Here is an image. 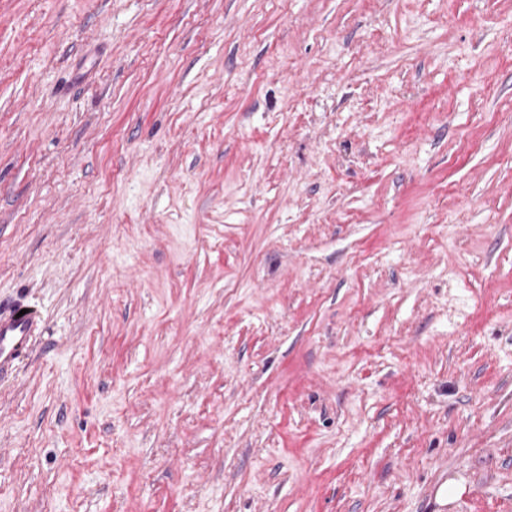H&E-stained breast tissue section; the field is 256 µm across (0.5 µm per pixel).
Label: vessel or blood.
Returning <instances> with one entry per match:
<instances>
[{
  "label": "vessel or blood",
  "instance_id": "b4317fda",
  "mask_svg": "<svg viewBox=\"0 0 512 512\" xmlns=\"http://www.w3.org/2000/svg\"><path fill=\"white\" fill-rule=\"evenodd\" d=\"M41 333L37 310H24L19 302L0 306V382L14 374Z\"/></svg>",
  "mask_w": 512,
  "mask_h": 512
}]
</instances>
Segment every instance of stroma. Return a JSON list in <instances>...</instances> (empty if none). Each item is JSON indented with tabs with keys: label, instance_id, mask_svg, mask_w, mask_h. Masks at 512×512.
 <instances>
[{
	"label": "stroma",
	"instance_id": "stroma-1",
	"mask_svg": "<svg viewBox=\"0 0 512 512\" xmlns=\"http://www.w3.org/2000/svg\"><path fill=\"white\" fill-rule=\"evenodd\" d=\"M0 512H512V0H0ZM22 309L29 312L17 317ZM41 333L42 319L34 307L23 302L0 305V382L14 374Z\"/></svg>",
	"mask_w": 512,
	"mask_h": 512
}]
</instances>
